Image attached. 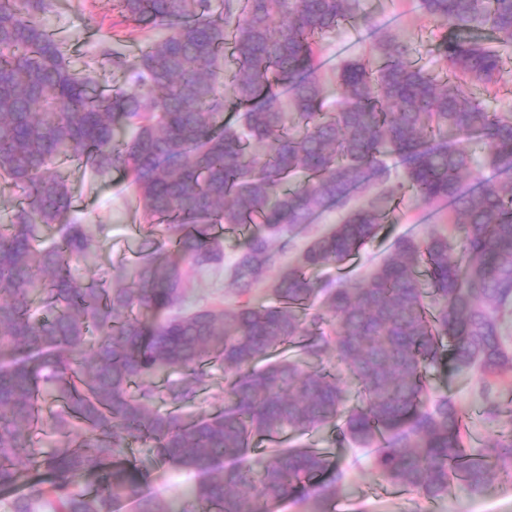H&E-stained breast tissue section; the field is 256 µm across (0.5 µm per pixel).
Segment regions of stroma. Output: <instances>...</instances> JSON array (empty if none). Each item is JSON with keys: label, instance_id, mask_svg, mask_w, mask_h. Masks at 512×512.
Returning a JSON list of instances; mask_svg holds the SVG:
<instances>
[{"label": "stroma", "instance_id": "35a3bbf8", "mask_svg": "<svg viewBox=\"0 0 512 512\" xmlns=\"http://www.w3.org/2000/svg\"><path fill=\"white\" fill-rule=\"evenodd\" d=\"M51 29L69 40L68 62L71 69H83L86 62L96 61L98 80L104 86L133 88L128 72L113 69L101 57L103 46L109 45L127 56H136L139 46L151 38V30L121 18L113 8V0H55ZM363 9L375 29L388 31L410 41L418 65L433 73H441L443 63L438 52V32L419 6V0H363ZM60 171L69 183L75 206L85 213L88 223L109 225L110 231L102 242L101 259L92 269L93 277H108L114 266L132 264L137 257L139 234L131 227L139 223L136 202L127 190L120 174L100 180L78 162L68 161ZM437 216L433 209L412 198H404L401 216L392 224H382L377 236L366 244L346 267L337 266L315 271V278H345L355 281L391 250L394 241L405 234L423 236ZM241 250V239L229 233L224 237L221 263L193 273L188 285V297L196 304L231 302L230 280L226 268ZM429 381L437 393L447 395L460 407L469 429L468 447L484 448L503 435L512 433V375L483 395L477 375L460 374L444 368L429 369ZM498 409L495 417H487V403ZM334 430L330 427L298 437L288 435L287 444H312L329 448L332 456L341 459L348 468L344 491L338 503L343 512H512V477L499 479L493 490L482 495H470L452 487L447 499L430 501L417 494L381 491L382 481L372 465L370 455L356 448H336L332 445ZM135 465L149 475L146 490L164 499L182 494L190 484V475L160 467L148 448L137 447Z\"/></svg>", "mask_w": 512, "mask_h": 512}]
</instances>
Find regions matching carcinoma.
<instances>
[{"label": "carcinoma", "instance_id": "obj_1", "mask_svg": "<svg viewBox=\"0 0 512 512\" xmlns=\"http://www.w3.org/2000/svg\"><path fill=\"white\" fill-rule=\"evenodd\" d=\"M126 21L159 30L130 59L132 89H102L95 63L68 65L44 22L53 0H0V181L21 191L0 224V500L3 512H266L293 498L331 512L347 477L310 448L257 443L336 427L338 448L374 449L382 481L431 501L456 482L472 494L512 472V435L468 448L455 403L425 370L451 364L490 391L512 371L502 342L512 307V113L479 88L507 60L512 0H420L445 28L438 78L411 44L376 37L361 0H117ZM350 25L373 52L338 66L339 107L324 110L320 41ZM236 65L224 72V50ZM483 145L493 177L464 185ZM120 173L149 231L137 261L107 280L95 264L109 225L75 209L64 160ZM448 227L396 239L356 283L311 272L357 255L405 194ZM360 195L368 203L356 206ZM341 219L294 239L325 212ZM243 246L236 302L187 304L192 273ZM278 269L268 300L263 275ZM291 347L295 354L278 356ZM224 405L199 401L214 368ZM358 386L348 404L345 384ZM148 447L194 475L181 497L145 492L148 475L108 463ZM230 460L232 464L224 465Z\"/></svg>", "mask_w": 512, "mask_h": 512}]
</instances>
